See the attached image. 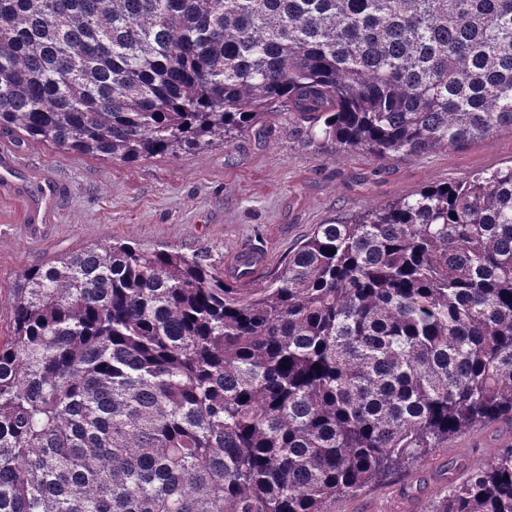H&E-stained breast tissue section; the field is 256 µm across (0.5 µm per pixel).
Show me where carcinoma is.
Returning <instances> with one entry per match:
<instances>
[{
    "label": "carcinoma",
    "mask_w": 512,
    "mask_h": 512,
    "mask_svg": "<svg viewBox=\"0 0 512 512\" xmlns=\"http://www.w3.org/2000/svg\"><path fill=\"white\" fill-rule=\"evenodd\" d=\"M341 152L512 131V0H0V128L135 162L269 112ZM0 512H328L512 425V166L317 224L260 288L109 242L22 272ZM430 512H512V444Z\"/></svg>",
    "instance_id": "cac0c4a2"
}]
</instances>
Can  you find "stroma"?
<instances>
[{
  "label": "stroma",
  "instance_id": "obj_1",
  "mask_svg": "<svg viewBox=\"0 0 512 512\" xmlns=\"http://www.w3.org/2000/svg\"><path fill=\"white\" fill-rule=\"evenodd\" d=\"M0 146L19 155L28 184L48 173L67 186L51 224H25V198L0 196V336L12 331L3 304L17 275L78 250L130 238L144 248L204 254L223 269L239 249L259 247L273 271L315 225L412 196L432 182L512 165L507 130L454 149L380 158L311 139L287 112L270 113L262 129L242 130L208 151L135 163L68 153L3 129ZM510 443L511 426H475L328 510L428 512L468 467L491 462Z\"/></svg>",
  "mask_w": 512,
  "mask_h": 512
}]
</instances>
